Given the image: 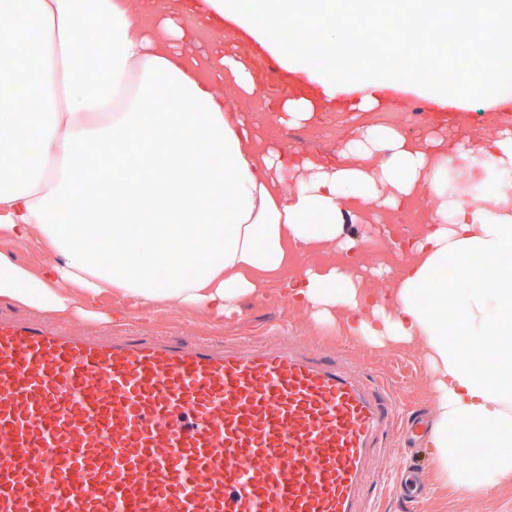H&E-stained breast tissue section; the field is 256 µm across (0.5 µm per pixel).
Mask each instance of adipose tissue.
<instances>
[{"label":"adipose tissue","instance_id":"obj_1","mask_svg":"<svg viewBox=\"0 0 512 512\" xmlns=\"http://www.w3.org/2000/svg\"><path fill=\"white\" fill-rule=\"evenodd\" d=\"M326 56L290 45L279 31L283 0H202L200 21H225L273 56L295 87L273 117L304 125L324 107L363 112L411 95L428 112L512 110V0H357L358 19L375 23L396 7L403 19L432 24L452 14L458 35L441 60L399 48L366 65L348 46L350 21L334 0H318ZM37 37L36 90L45 103L32 121L29 151L12 136L21 124L14 96L18 44L0 32V304L49 318H101L100 302L127 311L187 312L215 325L232 320L247 299H261L289 254L313 246L359 244L350 226L377 221L413 200L426 203V226L387 291L333 264L309 268L281 287L289 308L317 323L343 321L379 348L414 346L429 370L431 453L442 485L482 493L512 484V129L495 137L448 138L401 128L357 129L340 161L287 163L264 143L246 115L225 104L210 73L189 64L193 37L177 24L171 0H10ZM100 32L97 52L77 55L85 28ZM490 46L478 71L459 57L482 39ZM166 92L173 112H146ZM112 162L109 191L90 193L87 150ZM473 190L464 199L452 175ZM130 224L123 238L100 226ZM41 250L33 269L11 245ZM494 268L484 279L473 265ZM166 269L158 280V269ZM456 269L464 285L448 284ZM477 448L472 469L460 466Z\"/></svg>","mask_w":512,"mask_h":512}]
</instances>
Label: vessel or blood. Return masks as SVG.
<instances>
[{
    "instance_id": "obj_1",
    "label": "vessel or blood",
    "mask_w": 512,
    "mask_h": 512,
    "mask_svg": "<svg viewBox=\"0 0 512 512\" xmlns=\"http://www.w3.org/2000/svg\"><path fill=\"white\" fill-rule=\"evenodd\" d=\"M398 420L319 354L0 313V512H362Z\"/></svg>"
}]
</instances>
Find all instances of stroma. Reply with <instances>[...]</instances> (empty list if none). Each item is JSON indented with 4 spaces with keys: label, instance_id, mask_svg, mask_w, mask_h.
<instances>
[{
    "label": "stroma",
    "instance_id": "1",
    "mask_svg": "<svg viewBox=\"0 0 512 512\" xmlns=\"http://www.w3.org/2000/svg\"><path fill=\"white\" fill-rule=\"evenodd\" d=\"M195 50L200 63H209L227 51L239 54L263 86L261 96H239L235 106L256 120L266 121L291 92V87L279 73V64L271 55L258 50L254 43L236 28L214 23L192 29ZM421 101L409 98L394 110L377 109L368 112H347L328 107L317 113L313 122L302 126L280 125L270 130L274 143L281 147L287 161L314 159L323 163L336 162L343 141L359 126L396 125L417 136L433 128L443 133L486 134L487 128L477 121L474 112L446 113L433 117L421 111ZM423 204L413 203L397 212L393 222L394 235H386L383 225L359 224L355 230L362 240L360 255H348L343 249L315 248L308 251L302 264H291L281 274L282 279L297 276L302 267H317L327 262L355 266L360 256L391 271H399L408 253L407 241L420 236L424 227ZM278 283L271 284L270 299L245 302L240 313L221 328H207L186 322L181 317L159 311L149 321L131 316L112 323L113 330H135L151 336L167 330L185 340L207 337L215 343L233 344L250 350L269 345L276 340V329H284L287 342L300 351H316L330 357L346 358L353 371L368 382L384 386L394 393L403 413H428L429 402L422 393L425 367L420 355L411 349H395L380 353L359 344L346 334L330 339L317 330L302 314L292 312L278 300ZM375 473L385 475L382 491L369 504L368 512H407L399 500L396 479L402 471L411 472L424 486L426 497L418 512H512V486L496 489L483 497L451 490L437 484L431 473L430 452L423 438L404 444L401 431H392L383 438L372 455Z\"/></svg>",
    "mask_w": 512,
    "mask_h": 512
}]
</instances>
